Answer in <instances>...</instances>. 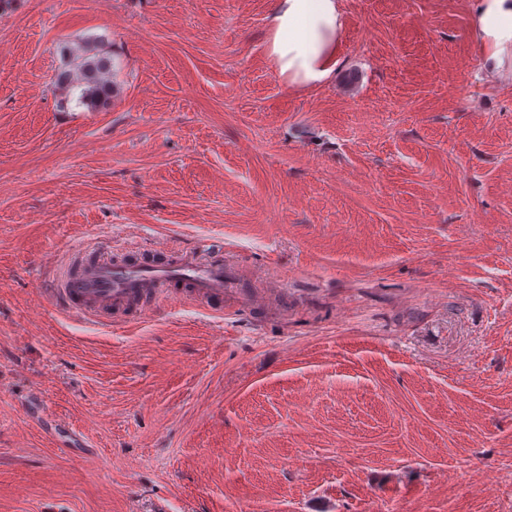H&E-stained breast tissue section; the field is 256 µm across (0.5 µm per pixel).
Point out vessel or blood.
I'll use <instances>...</instances> for the list:
<instances>
[{"label": "vessel or blood", "instance_id": "1", "mask_svg": "<svg viewBox=\"0 0 512 512\" xmlns=\"http://www.w3.org/2000/svg\"><path fill=\"white\" fill-rule=\"evenodd\" d=\"M131 253L121 244L94 242L50 266L46 275L53 282L55 304L96 321L115 312L134 318L153 310L179 284L201 305L223 309L228 275L223 261L200 262L165 244L133 263Z\"/></svg>", "mask_w": 512, "mask_h": 512}]
</instances>
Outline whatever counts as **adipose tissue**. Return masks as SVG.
<instances>
[{
	"label": "adipose tissue",
	"mask_w": 512,
	"mask_h": 512,
	"mask_svg": "<svg viewBox=\"0 0 512 512\" xmlns=\"http://www.w3.org/2000/svg\"><path fill=\"white\" fill-rule=\"evenodd\" d=\"M470 11L482 68L512 85V0H471ZM344 27L342 0H277L268 18V61L288 87L325 85L340 66Z\"/></svg>",
	"instance_id": "adipose-tissue-1"
}]
</instances>
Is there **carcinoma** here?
<instances>
[{
  "instance_id": "cac0c4a2",
  "label": "carcinoma",
  "mask_w": 512,
  "mask_h": 512,
  "mask_svg": "<svg viewBox=\"0 0 512 512\" xmlns=\"http://www.w3.org/2000/svg\"><path fill=\"white\" fill-rule=\"evenodd\" d=\"M73 56L75 67L62 71L57 78L62 88L78 89L77 103L89 109L106 106L114 92L110 79L112 58L97 44L85 42L74 48L64 47Z\"/></svg>"
}]
</instances>
